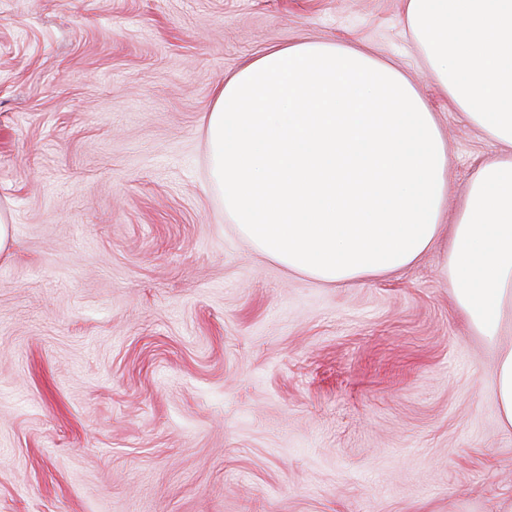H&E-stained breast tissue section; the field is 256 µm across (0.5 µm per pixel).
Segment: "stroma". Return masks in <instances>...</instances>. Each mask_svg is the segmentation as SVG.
Wrapping results in <instances>:
<instances>
[{
    "label": "stroma",
    "instance_id": "35a3bbf8",
    "mask_svg": "<svg viewBox=\"0 0 512 512\" xmlns=\"http://www.w3.org/2000/svg\"><path fill=\"white\" fill-rule=\"evenodd\" d=\"M395 65L451 148L498 146L403 0H0V512H496L495 353L440 268L322 284L235 235L202 122L299 41Z\"/></svg>",
    "mask_w": 512,
    "mask_h": 512
}]
</instances>
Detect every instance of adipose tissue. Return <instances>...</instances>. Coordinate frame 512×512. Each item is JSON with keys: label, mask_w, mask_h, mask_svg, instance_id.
I'll return each mask as SVG.
<instances>
[{"label": "adipose tissue", "mask_w": 512, "mask_h": 512, "mask_svg": "<svg viewBox=\"0 0 512 512\" xmlns=\"http://www.w3.org/2000/svg\"><path fill=\"white\" fill-rule=\"evenodd\" d=\"M404 16L449 103L500 146L449 226L433 112L393 65L333 42L270 49L225 80L204 117L210 182L258 252L322 283L410 266L447 234L442 270L496 351L512 430V0H404Z\"/></svg>", "instance_id": "adipose-tissue-1"}]
</instances>
